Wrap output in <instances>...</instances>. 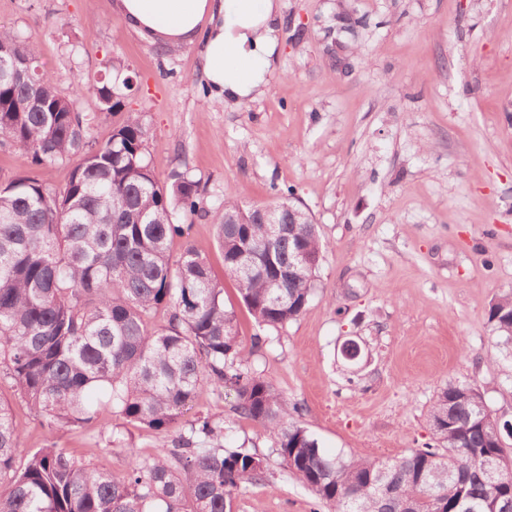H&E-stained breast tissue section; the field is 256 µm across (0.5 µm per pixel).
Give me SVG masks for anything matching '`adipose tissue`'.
Wrapping results in <instances>:
<instances>
[{
    "instance_id": "adipose-tissue-1",
    "label": "adipose tissue",
    "mask_w": 512,
    "mask_h": 512,
    "mask_svg": "<svg viewBox=\"0 0 512 512\" xmlns=\"http://www.w3.org/2000/svg\"><path fill=\"white\" fill-rule=\"evenodd\" d=\"M113 10L151 44H200L212 97L249 103L276 69L281 16L275 0H114Z\"/></svg>"
}]
</instances>
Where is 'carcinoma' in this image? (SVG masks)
Returning <instances> with one entry per match:
<instances>
[{"instance_id":"cac0c4a2","label":"carcinoma","mask_w":512,"mask_h":512,"mask_svg":"<svg viewBox=\"0 0 512 512\" xmlns=\"http://www.w3.org/2000/svg\"><path fill=\"white\" fill-rule=\"evenodd\" d=\"M38 47L0 28V54L31 63L43 111L28 89L0 82V147L32 168L78 159L69 182L31 176L0 186V385L18 391L51 429L118 416L156 432L182 427L171 447L102 471L66 448H20L22 430L0 397V512H234L260 484L265 461L226 450L224 419L186 414L208 391L269 432L287 474L329 512H500L512 499V426L498 425L476 385L440 389L430 413L436 444L379 461L329 456L301 420L303 408L248 365L224 286L184 235L176 215L200 210L188 172L161 180L148 160V130L127 113L106 143L89 148L92 117L38 65ZM131 78L96 88L99 110L120 112ZM224 274L261 327L277 329L307 310L326 249L314 224H255L233 199L212 214ZM163 313L167 325L153 324ZM488 320L512 343V291ZM504 472L485 481L484 465ZM386 470L393 495L376 478Z\"/></svg>"}]
</instances>
